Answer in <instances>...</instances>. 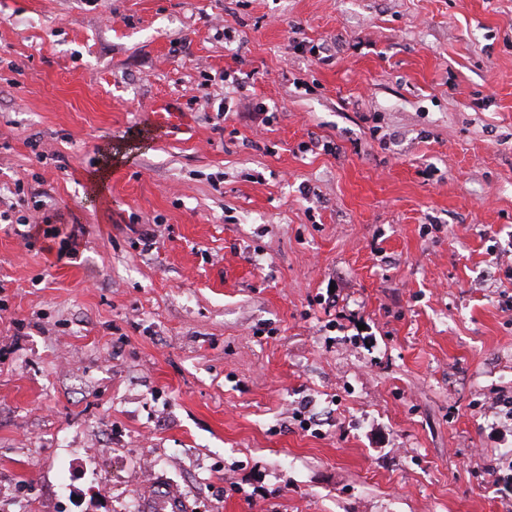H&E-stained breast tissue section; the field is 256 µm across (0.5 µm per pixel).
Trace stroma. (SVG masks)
I'll return each mask as SVG.
<instances>
[{
	"instance_id": "35a3bbf8",
	"label": "stroma",
	"mask_w": 512,
	"mask_h": 512,
	"mask_svg": "<svg viewBox=\"0 0 512 512\" xmlns=\"http://www.w3.org/2000/svg\"><path fill=\"white\" fill-rule=\"evenodd\" d=\"M5 210L0 512L512 507V0H0ZM185 504L180 493L174 488H167L163 493H146L141 500L144 512H183Z\"/></svg>"
}]
</instances>
